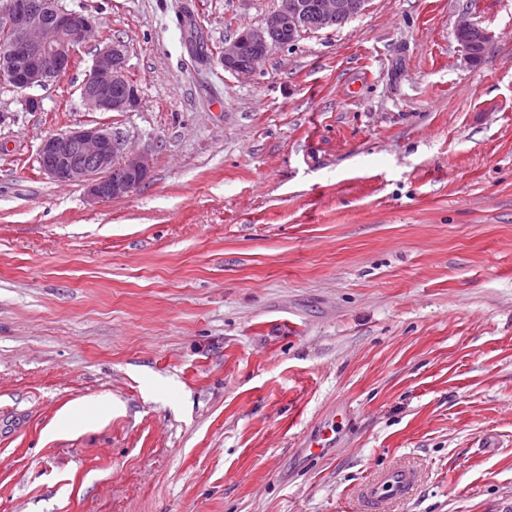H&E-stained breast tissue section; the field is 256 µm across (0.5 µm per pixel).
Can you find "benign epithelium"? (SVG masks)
Here are the masks:
<instances>
[{
  "instance_id": "benign-epithelium-1",
  "label": "benign epithelium",
  "mask_w": 512,
  "mask_h": 512,
  "mask_svg": "<svg viewBox=\"0 0 512 512\" xmlns=\"http://www.w3.org/2000/svg\"><path fill=\"white\" fill-rule=\"evenodd\" d=\"M369 0H281L280 7L259 25L247 28L224 44L220 60L224 70L248 76L271 48L288 35L294 42L303 33L336 26V13L348 18L361 15ZM0 23L7 33L0 41V82L30 90L66 74L74 60L78 40L97 34L91 13L68 11L58 0H0ZM478 31L479 52L462 41ZM454 36L468 61L485 58L493 35L461 19ZM90 71L80 86L90 112H132L139 104L137 86L128 78V46L118 39H102ZM37 159L50 179L86 187L91 203L123 197L146 181L150 172L147 150H136L128 140L102 126H81L42 139Z\"/></svg>"
}]
</instances>
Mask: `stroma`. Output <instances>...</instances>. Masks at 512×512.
<instances>
[{
  "instance_id": "1",
  "label": "stroma",
  "mask_w": 512,
  "mask_h": 512,
  "mask_svg": "<svg viewBox=\"0 0 512 512\" xmlns=\"http://www.w3.org/2000/svg\"><path fill=\"white\" fill-rule=\"evenodd\" d=\"M60 3L139 105L86 109L93 38L0 84V512H363L397 465L386 512H512V0H370L248 76L281 0ZM96 124L151 169L91 204L36 154ZM474 30L478 31V33ZM464 34H467L465 38L471 43V45L476 44L479 37V56L485 59L490 53L492 47L493 35L491 32L482 27H479L468 19H461L457 22L454 28V36L460 43L467 60L471 63H474L477 61V55L474 52V49L468 43L461 40ZM416 481V473L407 467H393L384 471L363 485L360 498L364 510H382L389 501L404 497Z\"/></svg>"
}]
</instances>
